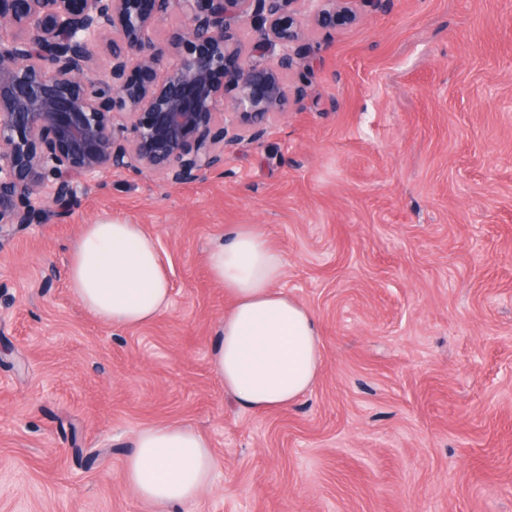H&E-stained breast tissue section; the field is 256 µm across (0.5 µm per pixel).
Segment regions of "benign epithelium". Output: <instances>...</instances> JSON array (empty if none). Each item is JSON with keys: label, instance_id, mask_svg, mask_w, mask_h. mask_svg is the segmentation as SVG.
I'll use <instances>...</instances> for the list:
<instances>
[{"label": "benign epithelium", "instance_id": "1", "mask_svg": "<svg viewBox=\"0 0 512 512\" xmlns=\"http://www.w3.org/2000/svg\"><path fill=\"white\" fill-rule=\"evenodd\" d=\"M357 2L389 4L0 0V239L65 214L106 169L171 185L224 169L238 128L256 142L286 114L309 24L350 16ZM172 13L182 22L163 47L156 33Z\"/></svg>", "mask_w": 512, "mask_h": 512}]
</instances>
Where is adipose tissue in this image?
<instances>
[{"label":"adipose tissue","mask_w":512,"mask_h":512,"mask_svg":"<svg viewBox=\"0 0 512 512\" xmlns=\"http://www.w3.org/2000/svg\"><path fill=\"white\" fill-rule=\"evenodd\" d=\"M232 300L212 349L225 395L254 412L288 408L316 383L322 365L313 313L280 289L282 254L254 224H240L207 252ZM68 283L83 308L117 329L154 322L171 298L155 239L141 225H83L69 252ZM216 468L209 441L191 426L143 428L123 463L138 496L158 506L195 501Z\"/></svg>","instance_id":"obj_1"}]
</instances>
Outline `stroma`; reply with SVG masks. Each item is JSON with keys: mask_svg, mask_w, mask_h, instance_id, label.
<instances>
[{"mask_svg": "<svg viewBox=\"0 0 512 512\" xmlns=\"http://www.w3.org/2000/svg\"><path fill=\"white\" fill-rule=\"evenodd\" d=\"M288 113L182 185L103 172L63 219L0 242V512H158L136 433L202 431L217 468L179 512H512V0H393L313 26ZM141 225L172 294L115 330L68 288L82 225ZM259 225L314 314L315 386L224 395L231 300L209 243Z\"/></svg>", "mask_w": 512, "mask_h": 512, "instance_id": "35a3bbf8", "label": "stroma"}]
</instances>
